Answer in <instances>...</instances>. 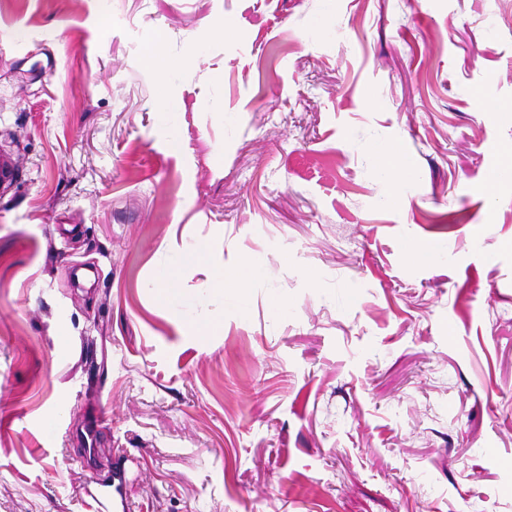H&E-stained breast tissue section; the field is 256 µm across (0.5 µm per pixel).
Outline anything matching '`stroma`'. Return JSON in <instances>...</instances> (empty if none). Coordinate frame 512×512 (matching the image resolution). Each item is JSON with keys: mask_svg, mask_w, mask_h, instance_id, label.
Here are the masks:
<instances>
[{"mask_svg": "<svg viewBox=\"0 0 512 512\" xmlns=\"http://www.w3.org/2000/svg\"><path fill=\"white\" fill-rule=\"evenodd\" d=\"M0 152V512H512V0H0ZM189 261L210 262L211 269V294L225 305L234 299L227 292V285L238 281V273L235 270L224 268L223 262L211 260V248L208 242H199L192 253L182 255L176 253L168 261L160 265L154 287L160 301L166 302L175 292V285L180 267ZM225 288V289H224ZM127 481V471L125 463L118 462L112 469V482L109 484H99L100 487H94L87 492L91 498L93 512H131V508L123 498L122 488ZM112 488V501L110 493Z\"/></svg>", "mask_w": 512, "mask_h": 512, "instance_id": "stroma-1", "label": "stroma"}]
</instances>
